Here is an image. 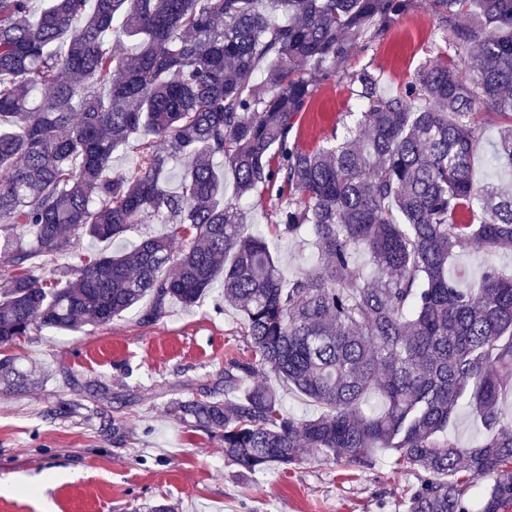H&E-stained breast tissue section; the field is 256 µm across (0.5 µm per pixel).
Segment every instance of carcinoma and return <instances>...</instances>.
Returning a JSON list of instances; mask_svg holds the SVG:
<instances>
[{
    "mask_svg": "<svg viewBox=\"0 0 512 512\" xmlns=\"http://www.w3.org/2000/svg\"><path fill=\"white\" fill-rule=\"evenodd\" d=\"M409 2L47 0L34 21L32 0H0V346L129 312L151 324L221 281L255 353L224 369V393L267 381L169 411L221 441L225 461L255 473L313 451L367 469L388 448L418 479L408 512H472L467 493L484 480L479 512H512V276L488 268L471 290L448 273L459 247L512 248V185L471 173L485 121L499 126L494 162L512 168V0H428L467 56L440 49L393 95L356 74L362 111L343 137L312 150L297 137L317 84ZM132 140L135 166L114 169ZM265 195L277 238L312 246L298 276L246 221L240 201ZM150 221L167 232L59 273L32 265ZM39 380L0 357V391ZM279 383L318 412L289 415ZM464 400L483 428L471 448L448 436Z\"/></svg>",
    "mask_w": 512,
    "mask_h": 512,
    "instance_id": "1",
    "label": "carcinoma"
}]
</instances>
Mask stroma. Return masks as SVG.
<instances>
[{
	"label": "stroma",
	"mask_w": 512,
	"mask_h": 512,
	"mask_svg": "<svg viewBox=\"0 0 512 512\" xmlns=\"http://www.w3.org/2000/svg\"><path fill=\"white\" fill-rule=\"evenodd\" d=\"M441 41L427 0H412L380 38L356 41L335 80L321 82L297 124L301 145L318 146L349 122L358 103L350 78L364 69L399 92ZM496 125L476 132L475 180L512 181L491 163ZM512 274V249H457L450 274L478 286L486 266ZM240 314L210 292L192 309L170 305L144 325L134 314L83 331H35L4 347L44 371L38 387L0 394V475L23 483L0 494V512H131L167 499L179 512H407L414 473L396 469L390 450L356 469L307 453L299 465L250 473L227 464L219 441L170 415V400L224 394V370L253 356Z\"/></svg>",
	"instance_id": "35a3bbf8"
}]
</instances>
